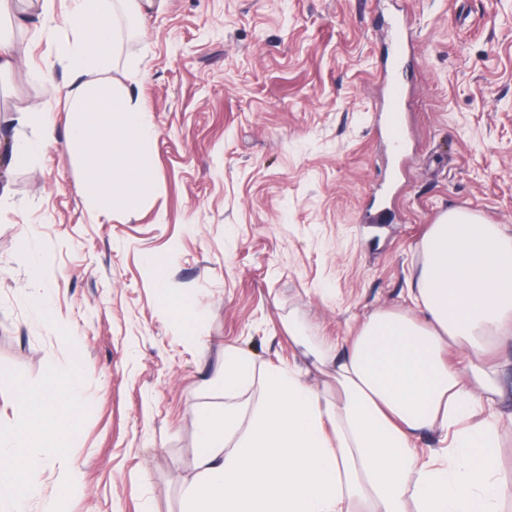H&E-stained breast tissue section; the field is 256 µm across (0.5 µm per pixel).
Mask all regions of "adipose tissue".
<instances>
[{
	"label": "adipose tissue",
	"mask_w": 512,
	"mask_h": 512,
	"mask_svg": "<svg viewBox=\"0 0 512 512\" xmlns=\"http://www.w3.org/2000/svg\"><path fill=\"white\" fill-rule=\"evenodd\" d=\"M139 0H69L54 57L69 74L68 139L83 146L89 205L137 212L154 189L155 137L134 92L110 78L120 12ZM411 293L419 317L379 310L341 348L295 336L335 392L301 369H257L224 353V409L198 417V474L185 512H503L499 419L512 409L503 367L512 341V233L454 209L432 224ZM465 354L452 365L450 350ZM261 383L256 405L243 396ZM80 408L78 370L48 378L41 407L0 432V512H24L38 448L66 447ZM439 434L441 450L419 448Z\"/></svg>",
	"instance_id": "adipose-tissue-1"
}]
</instances>
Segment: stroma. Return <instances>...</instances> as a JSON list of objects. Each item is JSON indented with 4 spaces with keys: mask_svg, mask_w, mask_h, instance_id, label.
<instances>
[{
    "mask_svg": "<svg viewBox=\"0 0 512 512\" xmlns=\"http://www.w3.org/2000/svg\"><path fill=\"white\" fill-rule=\"evenodd\" d=\"M9 19L0 140L37 139L19 110L49 113L57 140L0 151V427L72 368L86 396L67 447L38 449L26 512H182L226 347L302 366L289 327L336 345L376 310L417 315L420 242L448 210L512 230V0H164L144 26L120 20L111 78L156 132L134 214L90 210L53 25L37 0ZM387 76L408 90L397 146ZM153 254L193 333L160 302Z\"/></svg>",
    "mask_w": 512,
    "mask_h": 512,
    "instance_id": "stroma-1",
    "label": "stroma"
}]
</instances>
